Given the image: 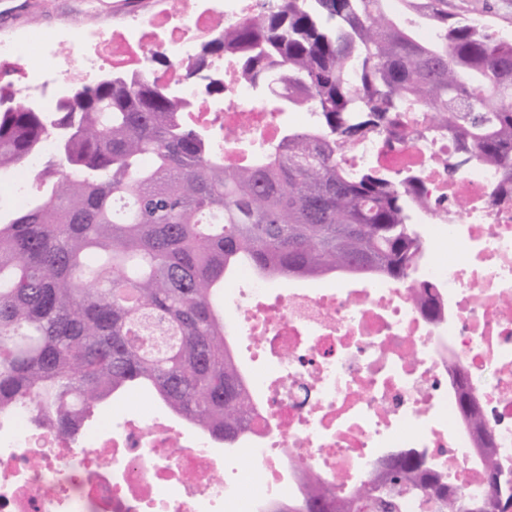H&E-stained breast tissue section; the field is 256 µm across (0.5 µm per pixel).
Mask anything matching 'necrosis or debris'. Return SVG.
I'll return each mask as SVG.
<instances>
[{
  "mask_svg": "<svg viewBox=\"0 0 512 512\" xmlns=\"http://www.w3.org/2000/svg\"><path fill=\"white\" fill-rule=\"evenodd\" d=\"M275 2L177 0L131 13L112 28L83 29L66 64L55 33L35 26L20 38L1 35L0 92L49 109L68 86L140 72L192 100L190 117L227 162L255 157L286 125H313L315 113L268 111L224 57L211 63L224 101L206 103L184 67L204 41ZM156 53L171 66L154 67ZM407 127L402 145L388 147L372 131L343 160L417 175L435 202L415 217L429 246L408 285L377 277L276 293L246 273L225 288L229 336L261 353L245 373L254 413L233 456L152 404L98 418L73 441L23 411L0 418V512H274L303 497L309 472L349 488L402 449L424 454L449 483L486 493L458 391L476 396L512 468V201L490 205L499 184L490 167L474 162L449 175L456 148L431 115L409 109ZM416 288L436 311L414 300Z\"/></svg>",
  "mask_w": 512,
  "mask_h": 512,
  "instance_id": "obj_1",
  "label": "necrosis or debris"
}]
</instances>
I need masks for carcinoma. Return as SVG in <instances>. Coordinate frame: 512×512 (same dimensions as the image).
I'll use <instances>...</instances> for the list:
<instances>
[{
    "mask_svg": "<svg viewBox=\"0 0 512 512\" xmlns=\"http://www.w3.org/2000/svg\"><path fill=\"white\" fill-rule=\"evenodd\" d=\"M430 21L419 42L403 16ZM235 59L240 78L277 109L311 106L315 125L288 130L263 155L229 167L187 120L191 101L138 74L73 87L55 111L0 97V174L30 164L52 140L36 193L0 213V416L18 408L69 438L119 392L150 388L174 417L226 448L243 439L253 401L216 310L221 285L262 277H388L405 282L427 244L414 213L417 180L353 174L341 151L366 130L403 143L404 106L436 114L459 161L512 185V41L448 0H279L233 24L186 66ZM485 449L488 492L470 496L414 453L367 473L348 498L401 512H494L512 502V472ZM313 493L286 512L336 508L337 484L308 474Z\"/></svg>",
    "mask_w": 512,
    "mask_h": 512,
    "instance_id": "carcinoma-1",
    "label": "carcinoma"
}]
</instances>
